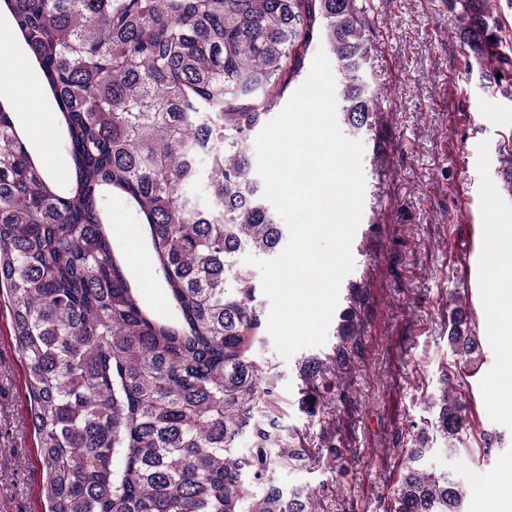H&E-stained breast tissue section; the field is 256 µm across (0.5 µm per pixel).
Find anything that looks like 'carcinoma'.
<instances>
[{
    "label": "carcinoma",
    "instance_id": "cac0c4a2",
    "mask_svg": "<svg viewBox=\"0 0 512 512\" xmlns=\"http://www.w3.org/2000/svg\"><path fill=\"white\" fill-rule=\"evenodd\" d=\"M459 38L488 87L512 102V0H455ZM65 132L71 185L48 175L0 102V291L6 294L49 512H313L276 469L308 455L269 415L273 386L253 350L258 281L240 264L284 238L253 174L251 135L318 37L342 77V123L370 126L373 98L357 0H3ZM499 189L512 197V138ZM115 194L136 209L176 316L145 307L105 228ZM334 356L302 369V410L321 420L316 381L355 341L340 314ZM448 348L475 366L465 306ZM448 372L433 436L460 453L472 428ZM247 435L250 448L241 452ZM422 433L389 512H461L469 490L421 467Z\"/></svg>",
    "mask_w": 512,
    "mask_h": 512
}]
</instances>
